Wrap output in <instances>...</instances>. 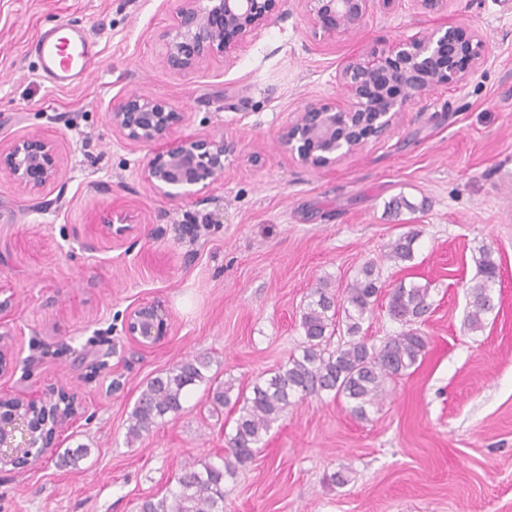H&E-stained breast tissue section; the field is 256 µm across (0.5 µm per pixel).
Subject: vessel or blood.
Here are the masks:
<instances>
[{
  "mask_svg": "<svg viewBox=\"0 0 512 512\" xmlns=\"http://www.w3.org/2000/svg\"><path fill=\"white\" fill-rule=\"evenodd\" d=\"M44 77L57 89L79 84L92 71L99 52L94 41L78 27L63 26L42 32L32 44Z\"/></svg>",
  "mask_w": 512,
  "mask_h": 512,
  "instance_id": "b4317fda",
  "label": "vessel or blood"
}]
</instances>
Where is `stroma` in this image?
I'll use <instances>...</instances> for the list:
<instances>
[{
  "label": "stroma",
  "instance_id": "1",
  "mask_svg": "<svg viewBox=\"0 0 512 512\" xmlns=\"http://www.w3.org/2000/svg\"><path fill=\"white\" fill-rule=\"evenodd\" d=\"M456 18L485 45L467 82L415 97L383 139L336 165L305 167L279 148L281 127L306 105L342 99L336 76L349 57ZM62 22L86 29L100 56L86 82L59 90L29 45ZM171 22L164 0H0V144L35 133L65 148L50 193L0 178V288L12 296L0 342L29 363L0 377V391L62 385L85 405L42 465L0 470V512H139L144 498L165 495L186 462L223 454L237 413L213 411L200 385L178 419L128 442L146 381L206 355L208 376L250 392L300 354L310 293H341L369 263L381 290L360 339L378 345L401 332L389 291L425 285L423 358L365 418L326 393L289 405L254 460L225 480L224 512H512V0H452L444 14L396 0L331 41L314 38L287 0L233 66L185 77L157 60L156 35ZM132 92L176 104L184 133L236 141L203 201L161 199L141 180L151 148L108 120ZM115 204L134 217L128 252L91 231ZM409 231L412 260H387ZM485 248L500 276L473 332L469 288ZM153 299L174 329L141 348L123 320ZM102 355L105 369H92ZM80 445L76 466H60ZM337 471L346 485L329 484Z\"/></svg>",
  "mask_w": 512,
  "mask_h": 512
}]
</instances>
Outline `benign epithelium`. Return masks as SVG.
I'll return each mask as SVG.
<instances>
[{
  "mask_svg": "<svg viewBox=\"0 0 512 512\" xmlns=\"http://www.w3.org/2000/svg\"><path fill=\"white\" fill-rule=\"evenodd\" d=\"M395 0H298L314 36L332 39L352 34L376 5ZM174 22L157 34L162 67L176 76L205 66H231L239 49L279 13L283 0H167ZM484 61V42L463 21L450 22L428 35L414 36L387 48L351 57L337 80L344 101L309 104L285 123L278 144L297 162L330 167L343 156L385 137L416 94L466 82ZM112 131L153 148L141 179L154 193L172 201L199 199L224 180L226 162L237 150L233 140L191 133L173 137L186 124L174 103L144 93H128L109 112ZM61 142L28 135L0 145V177L22 192L55 188L64 165ZM132 216L120 207L92 231L101 238L124 240ZM173 323L159 300L131 306L124 324L135 343L152 347L170 335ZM18 403L15 414L0 419V469H33L46 450L80 416L82 404L63 387L39 394L0 392V402Z\"/></svg>",
  "mask_w": 512,
  "mask_h": 512,
  "instance_id": "benign-epithelium-1",
  "label": "benign epithelium"
}]
</instances>
